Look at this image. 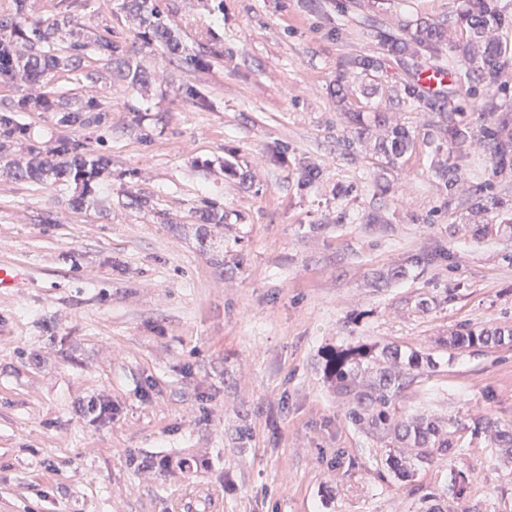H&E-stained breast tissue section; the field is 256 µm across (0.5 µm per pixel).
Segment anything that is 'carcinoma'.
<instances>
[{"label": "carcinoma", "mask_w": 512, "mask_h": 512, "mask_svg": "<svg viewBox=\"0 0 512 512\" xmlns=\"http://www.w3.org/2000/svg\"><path fill=\"white\" fill-rule=\"evenodd\" d=\"M129 9L143 26L152 30L160 39H170V30L164 13L157 0H128ZM455 22L473 34H481L489 27L509 29L512 27V13L507 11L501 0H466L465 8L457 14ZM79 23L71 16L55 18L50 22H30L19 13L13 18H0V51L11 56L10 64L0 65V80L13 81L21 74L34 81L36 78L59 64V59L49 52L51 45L77 34ZM20 39L25 45L22 54L13 49L14 40ZM96 50L108 57L118 51V46L107 38H87L70 42L69 49L80 53L86 49ZM381 55L371 56L357 52L348 53L342 67L346 72H369L381 68L382 55H392L405 62L408 59L430 55L438 56L443 51L441 27L424 24L407 35L384 36L380 39ZM461 57L448 61L458 70L460 81L474 95L484 96L486 116L476 125L463 122L464 113L456 111L453 104L443 106L428 102L421 104L423 94L412 83L404 85L403 93L408 102L421 105L428 112L426 127L431 139L448 149V162L440 170V178L448 191V206L457 202L455 188L463 162L469 159L472 150L483 149L491 162V175L479 183L474 192L461 205L473 216H495L502 211H512V199H504L492 192L493 179L498 174L512 170V132L507 125L495 118L498 108L495 93L500 87L502 72L512 63L506 50L491 44L486 48L480 61L467 57V50H460ZM354 135L343 140L346 150L354 149L368 131L365 117L361 112L352 113ZM414 146V138L401 126L391 128L385 139L378 143V151L391 164L402 159ZM13 174L20 179L43 180L47 178H82L92 181L106 172L111 160L88 158L76 153L60 161L33 160L19 156L6 162ZM444 257L439 250H423L408 257L406 263L381 274L378 280L389 282L403 278L411 268L426 269ZM512 340V329L504 331L471 322L459 324L451 342L455 349L485 348L500 345L504 339ZM438 362L433 355L420 351H403L395 345L378 347L375 344H359L345 349H332L325 354L324 373L335 390L348 399L346 418L357 427L375 433L387 442L389 448H406L408 456L387 454V472L402 480L411 481L418 471L432 465L443 457H453L460 449L440 421L426 415L415 414L402 418L397 416L398 401L405 389L416 377L435 370ZM473 433H489L494 436L496 447L512 455V434H507L491 420L474 423ZM441 496L426 493L421 498L417 512H447L440 504Z\"/></svg>", "instance_id": "1"}]
</instances>
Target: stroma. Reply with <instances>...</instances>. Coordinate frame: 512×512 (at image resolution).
<instances>
[{"instance_id": "35a3bbf8", "label": "stroma", "mask_w": 512, "mask_h": 512, "mask_svg": "<svg viewBox=\"0 0 512 512\" xmlns=\"http://www.w3.org/2000/svg\"><path fill=\"white\" fill-rule=\"evenodd\" d=\"M462 5L161 0L173 51L123 0H0V16H72L119 47L0 82V113L21 129L0 155L112 160L88 187L0 168V263L26 277L0 290V512H417L422 489L460 471L450 512H512V457L472 432L485 419L512 431V342L438 344L463 321L512 328V215L485 237L467 223L461 202L491 167L479 151L446 204L424 112L398 95L436 59L340 72L347 51L378 54L381 36L425 22L445 47L512 54V29L456 25ZM41 93L44 111L20 110ZM77 108L84 125L65 126ZM358 110L386 122L349 155ZM395 124L415 145L391 166L376 145ZM308 164L322 177L306 187ZM88 190L97 204L76 207ZM437 247L448 259L376 286L375 271ZM358 343L434 353L398 408L441 420L461 459L410 484L383 477V442L324 376L328 350ZM92 399L111 417L82 416Z\"/></svg>"}]
</instances>
